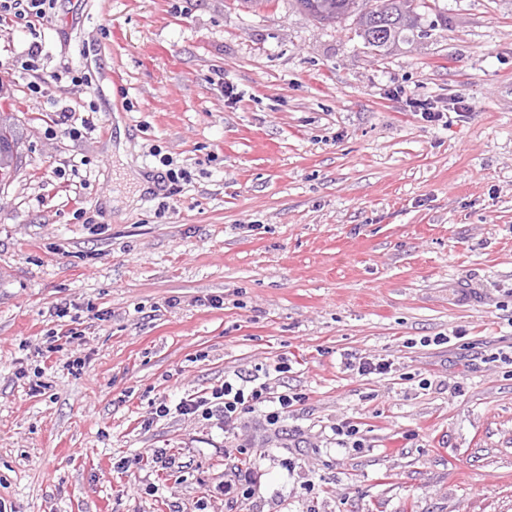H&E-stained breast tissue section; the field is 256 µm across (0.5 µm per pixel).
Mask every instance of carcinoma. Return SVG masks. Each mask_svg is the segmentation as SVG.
Segmentation results:
<instances>
[{
  "instance_id": "carcinoma-1",
  "label": "carcinoma",
  "mask_w": 512,
  "mask_h": 512,
  "mask_svg": "<svg viewBox=\"0 0 512 512\" xmlns=\"http://www.w3.org/2000/svg\"><path fill=\"white\" fill-rule=\"evenodd\" d=\"M297 3L319 22L330 18L337 24L355 17L356 35L365 46L377 51L417 28L407 0H297ZM20 164L13 128L0 118V183L9 180Z\"/></svg>"
}]
</instances>
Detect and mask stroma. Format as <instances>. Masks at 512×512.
I'll return each instance as SVG.
<instances>
[{"label": "stroma", "mask_w": 512, "mask_h": 512, "mask_svg": "<svg viewBox=\"0 0 512 512\" xmlns=\"http://www.w3.org/2000/svg\"><path fill=\"white\" fill-rule=\"evenodd\" d=\"M57 12L0 27L7 512H512V0H436L380 55L296 0ZM35 42L87 84L31 92ZM65 106L98 129L62 131ZM252 379L297 395L278 424L175 409ZM21 164L17 150H15L14 131L10 124H6L0 116V183L8 181Z\"/></svg>", "instance_id": "obj_1"}]
</instances>
